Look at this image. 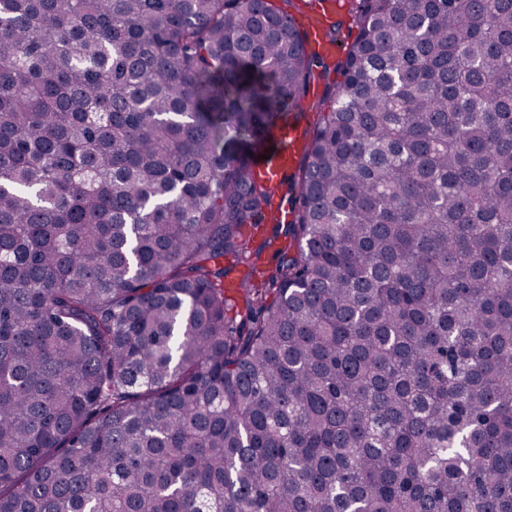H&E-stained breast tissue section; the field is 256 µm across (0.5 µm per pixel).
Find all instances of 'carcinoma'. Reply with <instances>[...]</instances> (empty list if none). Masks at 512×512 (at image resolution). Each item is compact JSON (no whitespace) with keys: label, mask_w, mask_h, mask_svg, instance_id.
Masks as SVG:
<instances>
[{"label":"carcinoma","mask_w":512,"mask_h":512,"mask_svg":"<svg viewBox=\"0 0 512 512\" xmlns=\"http://www.w3.org/2000/svg\"><path fill=\"white\" fill-rule=\"evenodd\" d=\"M353 2L0 0V512H512V0ZM319 13L309 16L306 21V27L310 30L311 34V47L316 49L322 55H330L334 52V45L325 42L321 39L318 30L321 22V14L329 15L336 9L335 0H326L320 4ZM336 19L343 22V25L337 34L338 51L336 49V57H341L343 46L351 43L358 35V28L353 23V14L350 12V4L347 0H340V8L336 11ZM304 128L291 120L282 124L278 131L279 146L275 150L263 151L259 155L269 156V159L255 158V171L266 180L279 183L293 169L297 156L304 144Z\"/></svg>","instance_id":"carcinoma-1"}]
</instances>
